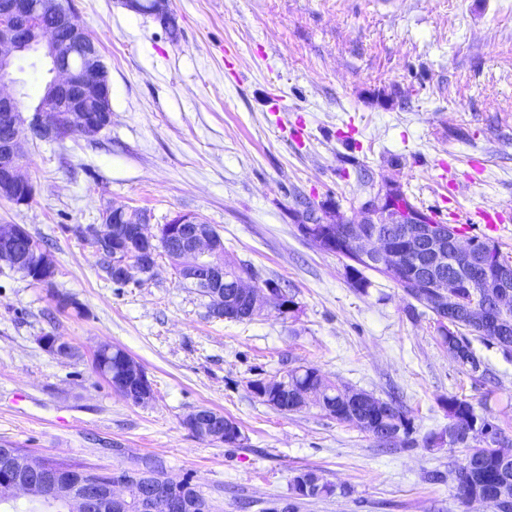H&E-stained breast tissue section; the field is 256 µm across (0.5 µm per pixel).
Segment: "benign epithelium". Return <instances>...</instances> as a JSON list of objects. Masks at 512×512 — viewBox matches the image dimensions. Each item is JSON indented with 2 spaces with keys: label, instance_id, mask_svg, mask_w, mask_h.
<instances>
[{
  "label": "benign epithelium",
  "instance_id": "1",
  "mask_svg": "<svg viewBox=\"0 0 512 512\" xmlns=\"http://www.w3.org/2000/svg\"><path fill=\"white\" fill-rule=\"evenodd\" d=\"M24 55L35 57L50 75L42 102L33 110L23 104L22 84L16 77L18 61ZM112 86L94 39L81 25L74 10L63 0H0V199L16 206L29 204L34 186L24 175L26 159L21 139L33 142L56 141L63 132L93 138L112 124ZM384 193H377L360 208V218L347 225L339 240L319 230L316 243L326 252L348 254L351 261L368 262L396 274L403 256L423 261L428 275L409 283L416 293L437 286L448 293L461 285L475 268L481 270L479 287L488 301H472L466 306L468 320L475 325L499 324L512 308L508 281L512 269L477 249L472 240L430 222L425 214L410 209H385ZM127 224L131 237L149 247L159 236L148 231L149 217L126 206L110 205L102 211V222L82 228L83 235L99 254L108 256L119 279L130 281L132 271L143 272L144 252L125 249L112 239L114 225ZM384 224H403L395 238L382 229ZM164 238L175 244L180 276L203 288L214 301L217 313L224 312V242L214 228L198 216L178 213L162 225ZM24 265L32 283L40 285L55 277L56 262L22 224H0V266L16 269ZM230 287L249 301L253 315L262 314L273 294L258 283L256 276L240 273ZM99 372L124 397L146 404L153 388L146 372L129 354H124L122 372L112 373L106 365ZM184 424L201 437L220 442L224 423L215 413L197 408L184 418ZM11 499L55 506L65 499L75 512H124L130 497L138 499L143 512H188L189 503L180 495L177 481L141 488L112 472L104 486L87 481L78 473L73 482L64 477L45 476L31 480L25 474L13 475L9 482ZM470 502L487 507L512 506V483L501 481L487 493L480 492Z\"/></svg>",
  "mask_w": 512,
  "mask_h": 512
}]
</instances>
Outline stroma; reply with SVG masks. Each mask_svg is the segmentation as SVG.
<instances>
[{
    "label": "stroma",
    "mask_w": 512,
    "mask_h": 512,
    "mask_svg": "<svg viewBox=\"0 0 512 512\" xmlns=\"http://www.w3.org/2000/svg\"><path fill=\"white\" fill-rule=\"evenodd\" d=\"M99 43L112 124L28 149L31 204L0 202V224L49 242L53 286L0 270V443L103 470L161 461L190 478L217 512H268L295 471L334 486L297 512H492L461 502L448 472L459 448H425L456 394L512 441V353L473 338L489 369L473 374L440 342L436 318L387 277L353 288L346 258L304 237L296 200L357 219L380 186H399L438 223L449 211H503L499 232L464 238L512 260V0H171L174 27L121 0H72ZM110 204L211 224L224 257L287 284L293 311L250 321L211 316L168 258L117 286L74 233ZM74 297L79 310L53 298ZM60 336L74 353L43 348ZM145 369L154 397L135 404L92 368L99 342ZM308 365L327 382L397 395L415 443L385 447L311 405L280 413L251 380ZM206 407L235 419V447L183 424Z\"/></svg>",
    "instance_id": "obj_1"
}]
</instances>
